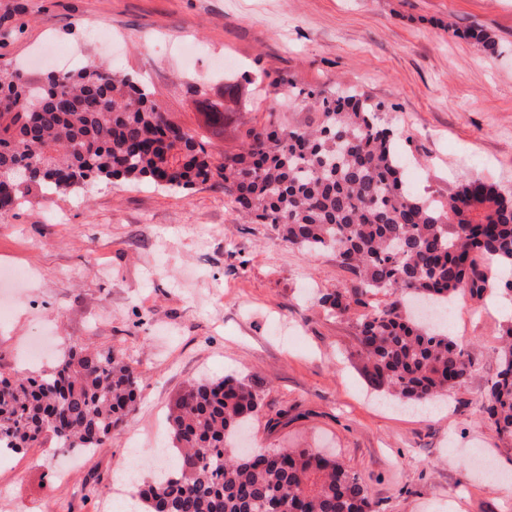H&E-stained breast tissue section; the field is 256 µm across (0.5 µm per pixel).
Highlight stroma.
Instances as JSON below:
<instances>
[{
  "instance_id": "35a3bbf8",
  "label": "stroma",
  "mask_w": 512,
  "mask_h": 512,
  "mask_svg": "<svg viewBox=\"0 0 512 512\" xmlns=\"http://www.w3.org/2000/svg\"><path fill=\"white\" fill-rule=\"evenodd\" d=\"M8 21L0 67L32 63L45 42L110 62L154 94L168 118L203 136L214 158L240 152L270 114L305 125L308 91L352 86L387 107L402 136L405 180L415 195L444 199L460 176L512 195V0H25ZM482 26L485 51L465 34ZM118 40L105 56L89 31ZM192 39L194 60L153 51ZM256 71L250 106L212 135L204 100L224 76ZM33 284L0 318V378L20 374L21 347L52 343L42 370L78 345L122 351L138 376L130 424L108 447L76 456L29 448L0 460V512H114L157 467L172 463L168 414L192 382L231 376L261 398L234 445L308 448L335 457L366 484L375 512H512V442L486 421L499 367L505 297L458 294L452 337L476 370L429 412L404 409L368 379L359 356V311L328 314L320 294L353 288L330 251L288 247L275 224L236 221L220 178L190 191L147 183H95L76 195L36 196L0 218V271Z\"/></svg>"
}]
</instances>
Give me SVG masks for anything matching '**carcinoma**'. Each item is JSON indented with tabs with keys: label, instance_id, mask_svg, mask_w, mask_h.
Here are the masks:
<instances>
[{
	"label": "carcinoma",
	"instance_id": "1",
	"mask_svg": "<svg viewBox=\"0 0 512 512\" xmlns=\"http://www.w3.org/2000/svg\"><path fill=\"white\" fill-rule=\"evenodd\" d=\"M309 125L269 122L242 150L216 163L204 138L170 121L136 77L106 66L30 76L0 75V217L34 191L74 194L121 180L187 191L217 175L245 222L278 224L304 253L336 252L358 285L319 298L336 316L362 307L358 339L370 381L415 407L461 386L475 361L415 301L448 306L460 292L512 294L490 281L486 256L512 268V196L461 177L448 201L410 192L382 103L354 88L309 92ZM238 99L206 107L212 130ZM385 293L392 300L373 304ZM499 368L484 413L512 441V324L502 328ZM137 404L134 368L112 349L71 347L49 371L0 379V451L104 448ZM260 409V396L226 377L189 384L170 415L177 455L139 492L145 512H374L366 486L336 459L308 449L260 448L241 457L232 430Z\"/></svg>",
	"mask_w": 512,
	"mask_h": 512
}]
</instances>
